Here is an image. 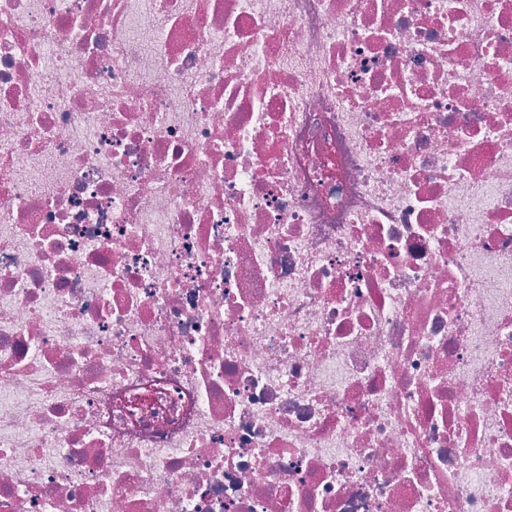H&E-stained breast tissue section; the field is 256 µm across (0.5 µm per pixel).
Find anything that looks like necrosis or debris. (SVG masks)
Segmentation results:
<instances>
[{
  "label": "necrosis or debris",
  "instance_id": "obj_1",
  "mask_svg": "<svg viewBox=\"0 0 512 512\" xmlns=\"http://www.w3.org/2000/svg\"><path fill=\"white\" fill-rule=\"evenodd\" d=\"M0 512H512V0H0Z\"/></svg>",
  "mask_w": 512,
  "mask_h": 512
}]
</instances>
